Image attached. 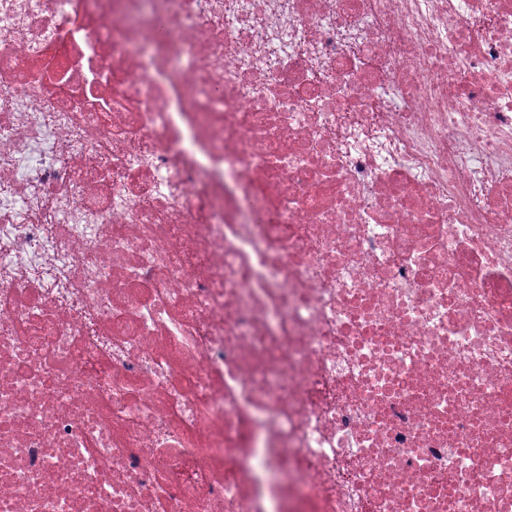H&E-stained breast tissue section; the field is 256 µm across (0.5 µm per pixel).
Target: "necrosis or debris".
<instances>
[{
	"instance_id": "necrosis-or-debris-1",
	"label": "necrosis or debris",
	"mask_w": 512,
	"mask_h": 512,
	"mask_svg": "<svg viewBox=\"0 0 512 512\" xmlns=\"http://www.w3.org/2000/svg\"><path fill=\"white\" fill-rule=\"evenodd\" d=\"M0 512H512V0H0Z\"/></svg>"
}]
</instances>
